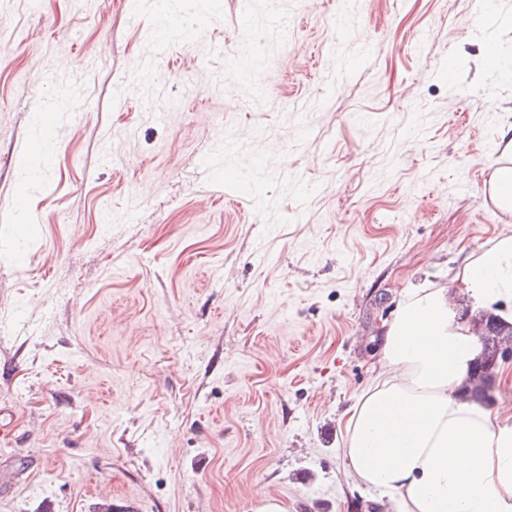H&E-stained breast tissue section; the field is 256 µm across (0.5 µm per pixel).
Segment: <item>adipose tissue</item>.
<instances>
[{"mask_svg": "<svg viewBox=\"0 0 512 512\" xmlns=\"http://www.w3.org/2000/svg\"><path fill=\"white\" fill-rule=\"evenodd\" d=\"M484 191L512 216V133ZM474 307L512 323V234L478 246L458 273ZM479 346L444 288L401 292L370 386L345 422L346 469L401 512H512V415L462 401Z\"/></svg>", "mask_w": 512, "mask_h": 512, "instance_id": "obj_1", "label": "adipose tissue"}]
</instances>
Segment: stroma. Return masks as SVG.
Masks as SVG:
<instances>
[{
  "label": "stroma",
  "instance_id": "obj_1",
  "mask_svg": "<svg viewBox=\"0 0 512 512\" xmlns=\"http://www.w3.org/2000/svg\"><path fill=\"white\" fill-rule=\"evenodd\" d=\"M510 126L512 0H0V512H397L345 414Z\"/></svg>",
  "mask_w": 512,
  "mask_h": 512
}]
</instances>
